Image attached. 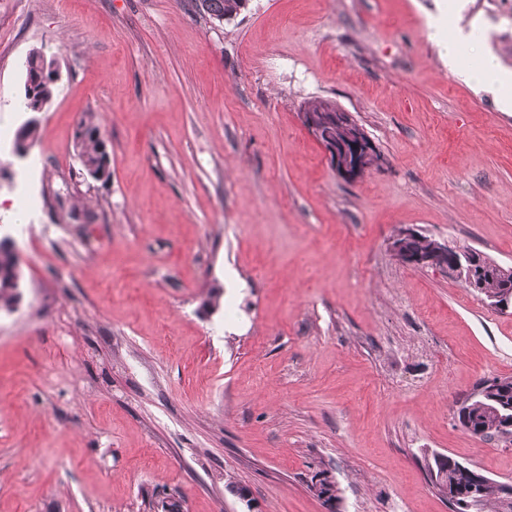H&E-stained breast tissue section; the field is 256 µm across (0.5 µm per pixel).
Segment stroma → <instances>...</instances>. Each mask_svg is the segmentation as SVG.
I'll use <instances>...</instances> for the list:
<instances>
[{
    "instance_id": "obj_1",
    "label": "stroma",
    "mask_w": 512,
    "mask_h": 512,
    "mask_svg": "<svg viewBox=\"0 0 512 512\" xmlns=\"http://www.w3.org/2000/svg\"><path fill=\"white\" fill-rule=\"evenodd\" d=\"M464 3L248 0L215 27L190 0H0V125L28 117L30 52L62 74L39 140L0 153L23 272L0 312V512H244L231 479L262 512H330L323 471L341 512H450L427 450L512 484V445L455 418L512 375V314L389 249L410 227L512 266V111L429 27L475 23L512 68V0ZM316 97L379 168L336 174L300 120ZM86 112L105 185L73 149Z\"/></svg>"
}]
</instances>
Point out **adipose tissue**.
<instances>
[{
    "label": "adipose tissue",
    "instance_id": "adipose-tissue-1",
    "mask_svg": "<svg viewBox=\"0 0 512 512\" xmlns=\"http://www.w3.org/2000/svg\"><path fill=\"white\" fill-rule=\"evenodd\" d=\"M435 35H447L446 54L448 70L463 76L469 82L497 90L502 108L512 109V69L504 67L499 58L477 51L479 36L475 28L458 27L443 32L434 26Z\"/></svg>",
    "mask_w": 512,
    "mask_h": 512
}]
</instances>
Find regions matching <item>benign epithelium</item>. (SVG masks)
I'll use <instances>...</instances> for the list:
<instances>
[{"label": "benign epithelium", "mask_w": 512, "mask_h": 512, "mask_svg": "<svg viewBox=\"0 0 512 512\" xmlns=\"http://www.w3.org/2000/svg\"><path fill=\"white\" fill-rule=\"evenodd\" d=\"M301 121L311 136L322 146L329 164L336 173L346 180H355L364 172L382 164V158L375 148L363 141L362 130L350 112L336 106L311 102L303 106ZM336 127L343 137L333 138L329 128ZM417 233L411 228L399 230L390 241L391 250L400 255L404 263L417 267L448 268L452 274L465 281L470 287H477L479 278L487 271L484 256L473 254L466 261L448 266V253L455 250L448 241L432 240L423 252H414L409 244ZM488 305L501 312L512 311V289L504 288L491 296ZM473 481L481 490L492 491L499 497H512V485L491 480L477 470H472Z\"/></svg>", "instance_id": "benign-epithelium-1"}]
</instances>
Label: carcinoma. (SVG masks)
<instances>
[{
	"label": "carcinoma",
	"instance_id": "1",
	"mask_svg": "<svg viewBox=\"0 0 512 512\" xmlns=\"http://www.w3.org/2000/svg\"><path fill=\"white\" fill-rule=\"evenodd\" d=\"M194 3L201 16L214 25L223 24L245 8L244 0H194ZM60 81L61 77L58 76L42 80L31 89L23 86L24 111H44L51 104ZM16 135L23 137L27 145H33L40 136L39 121L32 117L25 120L17 129ZM74 152L83 172L104 170L106 175H112V172L108 171L109 152L106 151V142L92 112L84 114L78 122ZM8 243V239H0V311L9 312L21 299L17 286L21 271L18 267L19 260L8 248ZM508 283H512V267L501 266L485 275L475 292L486 298ZM485 381L489 383L488 393L473 400L468 405L465 416L476 429L477 435L497 438L500 426L499 412L503 411L505 406L512 408V376H492L485 378ZM424 462L432 487L441 496L451 497L448 501L451 512H486L491 504L498 505L497 512H512V499L477 494L472 488L469 473L462 468V462L438 452L424 456ZM311 490L317 497L328 502L338 500L336 481L326 472L311 485Z\"/></svg>",
	"mask_w": 512,
	"mask_h": 512
}]
</instances>
